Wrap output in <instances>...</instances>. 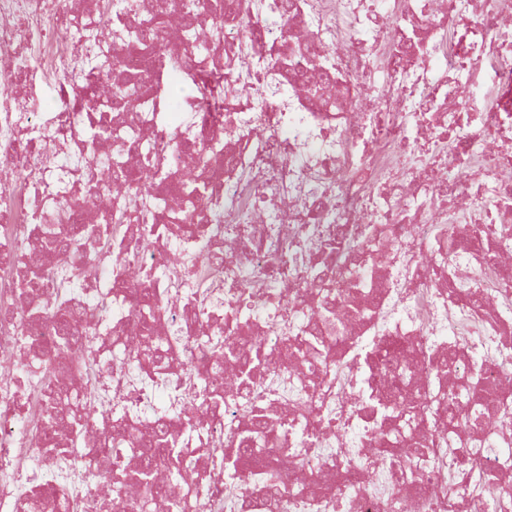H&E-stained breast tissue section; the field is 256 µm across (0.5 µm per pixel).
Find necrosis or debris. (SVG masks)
<instances>
[{"mask_svg":"<svg viewBox=\"0 0 512 512\" xmlns=\"http://www.w3.org/2000/svg\"><path fill=\"white\" fill-rule=\"evenodd\" d=\"M100 0H0V512H107V481L137 483L133 463L49 461L28 403L44 380L18 373L21 344L53 360L54 302L80 274L87 250L59 258L39 231L63 202L81 203L58 166L59 147L84 164L93 142L123 189L111 280L72 294L106 368L84 391L88 430L99 418L141 430L166 424L180 439L191 481L178 512H267L259 475L283 457L276 512H512V275L485 301L478 270L512 256V0H240L214 51L195 56L184 34L152 50L102 36ZM109 58L138 91L102 99ZM181 58L180 73L168 61ZM231 86L211 112L169 88L190 77ZM53 111H44V95ZM209 157L185 195L188 148ZM177 214L129 209L145 184ZM149 240L131 251L130 239ZM43 248L41 263L29 262ZM179 251L173 282L169 255ZM155 288L164 366L124 337L137 319L128 267ZM212 272L209 285L197 273ZM38 282L39 317L26 315L22 279ZM252 349L250 381L225 389L198 335ZM412 371L393 382L390 355ZM482 377L480 409L451 428L448 400ZM416 404L421 475L406 481L395 452L374 455L388 417L389 385ZM274 417L264 453L237 454L248 420ZM499 492L473 490L474 477Z\"/></svg>","mask_w":512,"mask_h":512,"instance_id":"necrosis-or-debris-1","label":"necrosis or debris"}]
</instances>
